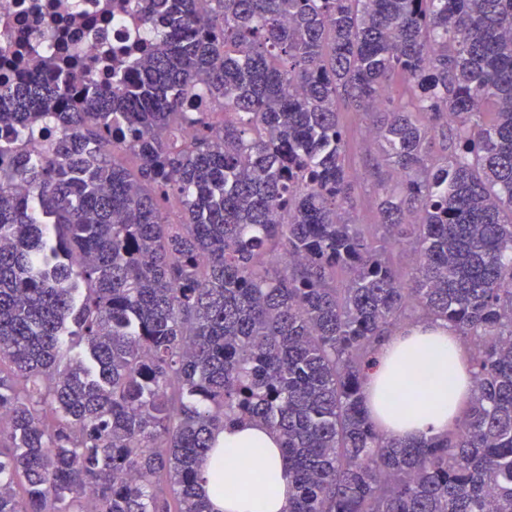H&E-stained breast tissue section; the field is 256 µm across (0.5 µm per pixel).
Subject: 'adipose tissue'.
Masks as SVG:
<instances>
[{"instance_id": "obj_1", "label": "adipose tissue", "mask_w": 512, "mask_h": 512, "mask_svg": "<svg viewBox=\"0 0 512 512\" xmlns=\"http://www.w3.org/2000/svg\"><path fill=\"white\" fill-rule=\"evenodd\" d=\"M377 366L365 386L371 419L386 436L418 440L444 434L473 390L470 364L457 332L442 321H422L389 336L377 349ZM432 382L430 399H410L404 413L389 411L387 400L408 394L419 376ZM216 446L200 464L202 489L214 512H288L293 485L272 429L250 420L225 425ZM256 461L242 495L228 496L222 484L239 478V460Z\"/></svg>"}]
</instances>
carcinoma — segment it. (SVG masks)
<instances>
[{
    "mask_svg": "<svg viewBox=\"0 0 512 512\" xmlns=\"http://www.w3.org/2000/svg\"><path fill=\"white\" fill-rule=\"evenodd\" d=\"M142 2L132 73L0 77V132L66 131L0 164V512H211L199 465L240 419L281 435L288 512H512V0ZM343 109L392 173L376 243ZM425 319L475 393L388 438L363 386Z\"/></svg>",
    "mask_w": 512,
    "mask_h": 512,
    "instance_id": "1",
    "label": "carcinoma"
}]
</instances>
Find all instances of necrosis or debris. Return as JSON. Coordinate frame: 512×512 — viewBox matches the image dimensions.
<instances>
[{"label":"necrosis or debris","instance_id":"4bbe7bcc","mask_svg":"<svg viewBox=\"0 0 512 512\" xmlns=\"http://www.w3.org/2000/svg\"><path fill=\"white\" fill-rule=\"evenodd\" d=\"M145 39L137 0L113 8L112 0H0V73L7 63L27 71L62 49L104 60L100 81H111L138 60Z\"/></svg>","mask_w":512,"mask_h":512}]
</instances>
